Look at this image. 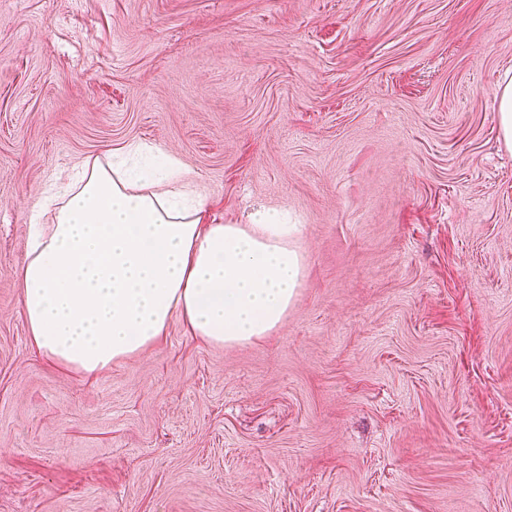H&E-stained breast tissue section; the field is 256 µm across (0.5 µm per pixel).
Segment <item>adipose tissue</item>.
<instances>
[{"instance_id": "1", "label": "adipose tissue", "mask_w": 512, "mask_h": 512, "mask_svg": "<svg viewBox=\"0 0 512 512\" xmlns=\"http://www.w3.org/2000/svg\"><path fill=\"white\" fill-rule=\"evenodd\" d=\"M187 178L176 158L130 143L43 192L16 271L38 354L93 375L157 344L176 320L222 346L282 325L305 276L289 244L299 225L281 209L209 223Z\"/></svg>"}]
</instances>
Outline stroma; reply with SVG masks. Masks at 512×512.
I'll use <instances>...</instances> for the list:
<instances>
[{"instance_id":"stroma-1","label":"stroma","mask_w":512,"mask_h":512,"mask_svg":"<svg viewBox=\"0 0 512 512\" xmlns=\"http://www.w3.org/2000/svg\"><path fill=\"white\" fill-rule=\"evenodd\" d=\"M512 0H0V512H512ZM151 144L287 210L277 331L31 345L27 214ZM506 74L499 98V124L501 135L509 147L512 145V78Z\"/></svg>"}]
</instances>
